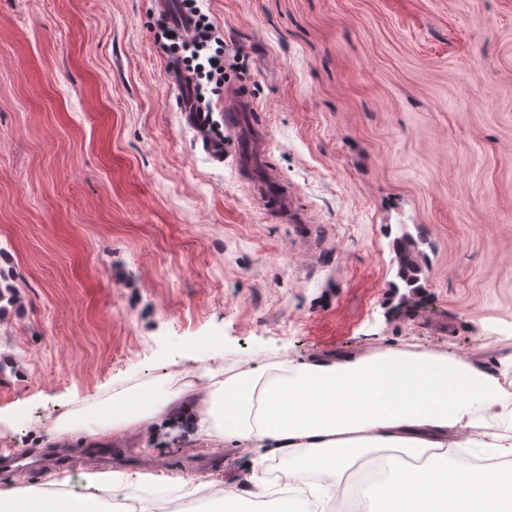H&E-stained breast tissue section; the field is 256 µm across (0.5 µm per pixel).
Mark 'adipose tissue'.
<instances>
[{
    "label": "adipose tissue",
    "instance_id": "1",
    "mask_svg": "<svg viewBox=\"0 0 512 512\" xmlns=\"http://www.w3.org/2000/svg\"><path fill=\"white\" fill-rule=\"evenodd\" d=\"M189 412L200 442L257 449L254 498L268 492L269 461L292 473L270 512H341L327 481L354 479L371 460L383 477L366 487L369 512H494L505 495L506 477L462 466L472 453L512 460V383L480 362L395 345L361 357L285 358L229 376L206 364L178 389L147 384L65 411L48 432L61 443L94 442ZM68 483L0 489V512H111L120 497L126 512H167L178 490L218 508L236 497L206 481L118 470L83 472L76 491Z\"/></svg>",
    "mask_w": 512,
    "mask_h": 512
}]
</instances>
